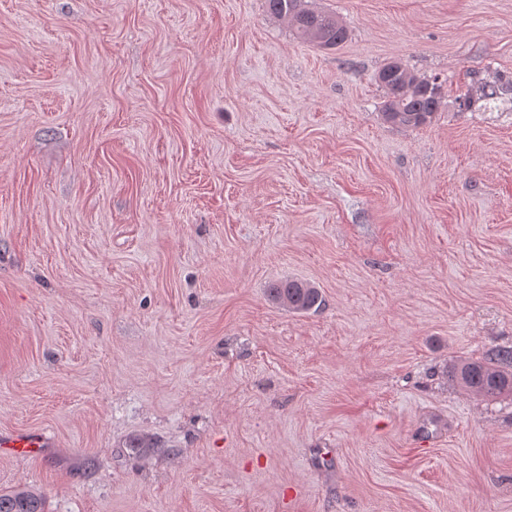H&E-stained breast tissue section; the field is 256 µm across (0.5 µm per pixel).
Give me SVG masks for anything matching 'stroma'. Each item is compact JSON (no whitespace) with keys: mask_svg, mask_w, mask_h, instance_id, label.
<instances>
[{"mask_svg":"<svg viewBox=\"0 0 512 512\" xmlns=\"http://www.w3.org/2000/svg\"><path fill=\"white\" fill-rule=\"evenodd\" d=\"M309 2L343 44L266 0H0V493L512 512V396L449 376L512 349V112L454 106L512 74V0ZM396 59L430 124L383 121ZM268 10L291 24L297 38L314 45L329 47L342 44L348 36L346 27L335 15L315 11L305 0H266ZM393 64H396L394 70ZM377 77L386 89L387 99L383 103L382 115L387 123L418 128L430 123L439 112L444 95L438 77H421L398 60L384 65ZM270 300L288 311L306 313L319 307L322 296L318 288L307 281L286 279L274 283L267 290Z\"/></svg>","mask_w":512,"mask_h":512,"instance_id":"obj_1","label":"stroma"}]
</instances>
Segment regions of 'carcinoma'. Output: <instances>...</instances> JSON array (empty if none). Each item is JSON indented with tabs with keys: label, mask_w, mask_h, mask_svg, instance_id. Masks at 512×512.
<instances>
[{
	"label": "carcinoma",
	"mask_w": 512,
	"mask_h": 512,
	"mask_svg": "<svg viewBox=\"0 0 512 512\" xmlns=\"http://www.w3.org/2000/svg\"><path fill=\"white\" fill-rule=\"evenodd\" d=\"M268 10L291 24L297 38L314 45L330 47L342 44L346 27L335 15L309 8L306 0H266ZM378 82L386 89L384 120L397 127L418 128L431 122L442 104L443 85L437 77H422L401 61L387 63L379 70ZM498 111L512 105V76L494 74L484 78L467 93L456 98L461 110L476 104ZM270 300L296 313L309 312L321 304L318 288L307 281L286 279L267 290ZM512 349L499 350L485 361L464 360L454 366L451 377L463 389L483 398L512 393ZM0 512H44L42 498L27 491L0 494Z\"/></svg>",
	"instance_id": "obj_1"
}]
</instances>
